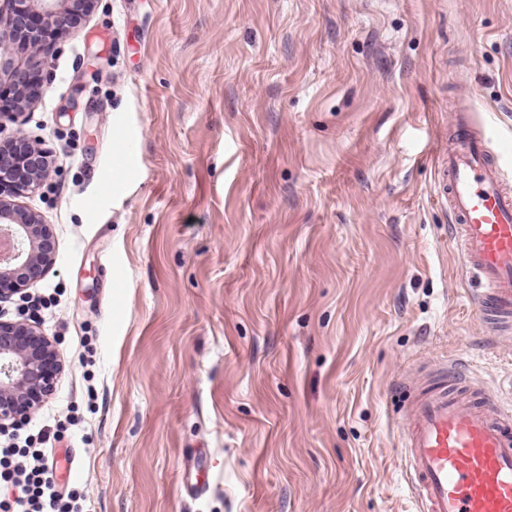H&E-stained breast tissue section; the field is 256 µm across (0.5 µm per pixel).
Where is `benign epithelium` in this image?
Here are the masks:
<instances>
[{"label": "benign epithelium", "mask_w": 512, "mask_h": 512, "mask_svg": "<svg viewBox=\"0 0 512 512\" xmlns=\"http://www.w3.org/2000/svg\"><path fill=\"white\" fill-rule=\"evenodd\" d=\"M34 9L48 27H59L63 0H15ZM53 233L35 213L0 199V299L22 296L54 259ZM63 371L53 342L24 320H0V432L32 417L50 397Z\"/></svg>", "instance_id": "obj_1"}]
</instances>
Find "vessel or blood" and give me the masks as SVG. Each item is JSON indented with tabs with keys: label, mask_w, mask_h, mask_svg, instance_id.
<instances>
[{
	"label": "vessel or blood",
	"mask_w": 512,
	"mask_h": 512,
	"mask_svg": "<svg viewBox=\"0 0 512 512\" xmlns=\"http://www.w3.org/2000/svg\"><path fill=\"white\" fill-rule=\"evenodd\" d=\"M451 239L487 334L512 336V180L471 102L455 114L438 172ZM402 448L419 512H512V404L490 400L459 365L401 385Z\"/></svg>",
	"instance_id": "obj_1"
}]
</instances>
